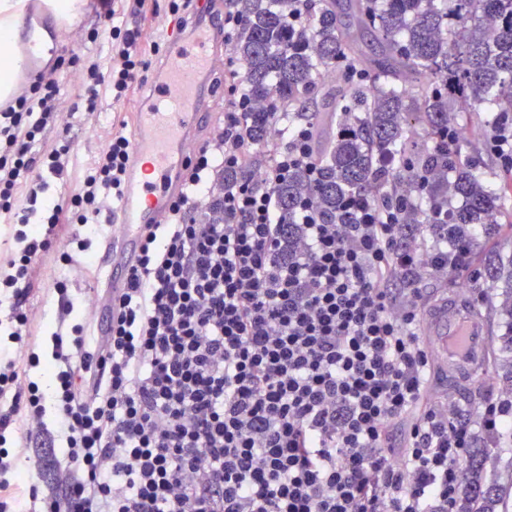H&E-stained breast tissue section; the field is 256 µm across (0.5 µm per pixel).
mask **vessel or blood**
<instances>
[{"mask_svg": "<svg viewBox=\"0 0 512 512\" xmlns=\"http://www.w3.org/2000/svg\"><path fill=\"white\" fill-rule=\"evenodd\" d=\"M197 13L189 37H175L164 54L165 68L135 104L123 192L114 212L112 235L105 238L99 266L106 272L95 286L99 331L107 329L104 307L120 300L138 265L141 240L149 225L165 220L162 203L180 195L184 171L198 148L199 130L210 114L204 98L216 59L212 32L224 22L216 0H195ZM436 355L458 373H475L484 364L486 333L471 311L445 306L434 321Z\"/></svg>", "mask_w": 512, "mask_h": 512, "instance_id": "vessel-or-blood-1", "label": "vessel or blood"}]
</instances>
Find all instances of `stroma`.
<instances>
[{"instance_id":"obj_1","label":"stroma","mask_w":512,"mask_h":512,"mask_svg":"<svg viewBox=\"0 0 512 512\" xmlns=\"http://www.w3.org/2000/svg\"><path fill=\"white\" fill-rule=\"evenodd\" d=\"M107 22L105 11L98 5L97 0H87L84 13L71 22L63 23L52 14L45 11L42 4L36 0L27 9V28L39 27L44 29L54 47L50 56H34L29 39H21L19 46L27 64L18 82V92H25L37 74L48 73L54 57L63 55L69 50L83 48L85 55L98 60L101 66H108V47L104 42L91 43L87 35L91 30L104 26ZM81 68H70L57 72L56 77L61 86L63 108L67 121L71 126L70 136L79 164L73 167L67 176V188L78 184L81 168L91 163L112 136V121L120 119L131 121L132 103L124 101L114 105L110 101H102L96 110H88L84 101L78 99L77 88L80 84ZM502 226L499 236L479 250L478 264L485 269L486 274L479 282L480 288L485 289L491 301L481 315L489 335L490 349H497L501 336L512 331V313L504 306V294L500 281L493 277L492 272L498 268L512 264V208L501 212L497 217ZM98 275L90 260L79 259L70 265H62L57 251H50L36 266L33 276L38 283L29 302V316L34 331H46L51 326L54 313L47 297V290L57 279H65L68 288L83 294V304L78 312L81 320L90 322L94 319L93 304L87 291L91 289ZM432 388L440 395H450L469 400L478 391L489 390L496 392L512 387V380L497 377L490 373H482L478 380H459L454 378L442 365H435L432 374Z\"/></svg>"}]
</instances>
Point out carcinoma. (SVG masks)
<instances>
[{"label": "carcinoma", "instance_id": "carcinoma-1", "mask_svg": "<svg viewBox=\"0 0 512 512\" xmlns=\"http://www.w3.org/2000/svg\"><path fill=\"white\" fill-rule=\"evenodd\" d=\"M242 24L230 51L253 112L259 146L266 113L318 134L321 178L296 166L278 185L286 223L308 200L329 221L356 224L379 189L403 224H491L512 205V177L494 188L463 141L448 143V119L512 115V0H237ZM377 33L367 60L352 37ZM459 207L451 206L456 198ZM459 512H509L512 488L483 487L469 466Z\"/></svg>", "mask_w": 512, "mask_h": 512}]
</instances>
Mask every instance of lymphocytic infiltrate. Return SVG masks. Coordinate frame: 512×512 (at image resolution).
Here are the masks:
<instances>
[{"label":"lymphocytic infiltrate","mask_w":512,"mask_h":512,"mask_svg":"<svg viewBox=\"0 0 512 512\" xmlns=\"http://www.w3.org/2000/svg\"><path fill=\"white\" fill-rule=\"evenodd\" d=\"M119 2L102 32L111 64L85 70L92 108L124 102L159 51L136 22L147 0ZM227 91L223 127L143 236L106 340L71 321L54 283L47 391L32 377V272L57 246L70 264L105 231L130 140L115 130L77 189L50 198L74 165L58 80L0 111V219L14 244L0 262V512H454L472 449L512 436L511 393L432 397L424 337L432 290L470 287L488 303L475 287L488 225L452 240L383 205L359 224L303 205L286 223L274 189L295 166L319 175L315 131L271 113L255 160L249 115ZM50 132L56 147L33 157ZM17 449L43 474L24 499Z\"/></svg>","instance_id":"1"}]
</instances>
